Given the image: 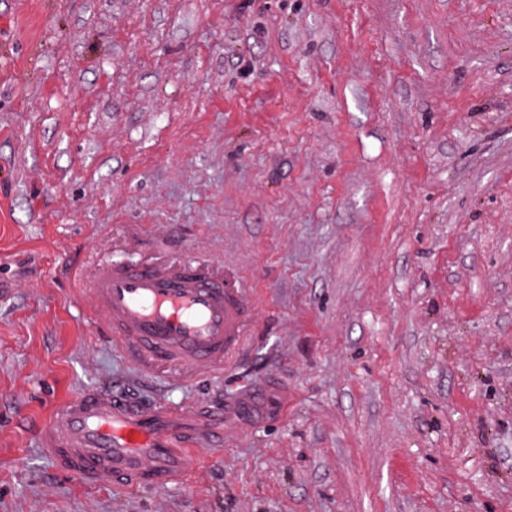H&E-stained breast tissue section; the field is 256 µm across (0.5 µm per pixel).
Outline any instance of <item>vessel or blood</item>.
<instances>
[{
    "label": "vessel or blood",
    "instance_id": "1",
    "mask_svg": "<svg viewBox=\"0 0 512 512\" xmlns=\"http://www.w3.org/2000/svg\"><path fill=\"white\" fill-rule=\"evenodd\" d=\"M70 278L72 296L88 303L101 336L142 373L167 365L190 380L220 375L248 344L252 289L206 260L113 258L88 276L72 266ZM267 402L265 392L250 391L185 408L88 389L64 404L40 443L82 485L161 490L184 482L197 454L222 453L228 422Z\"/></svg>",
    "mask_w": 512,
    "mask_h": 512
}]
</instances>
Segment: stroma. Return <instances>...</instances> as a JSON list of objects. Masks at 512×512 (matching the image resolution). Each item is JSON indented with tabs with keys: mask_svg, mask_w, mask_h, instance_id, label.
Here are the masks:
<instances>
[{
	"mask_svg": "<svg viewBox=\"0 0 512 512\" xmlns=\"http://www.w3.org/2000/svg\"><path fill=\"white\" fill-rule=\"evenodd\" d=\"M249 283L217 377H141L70 264ZM275 400L185 485L86 488L76 392ZM0 512H512V0H0Z\"/></svg>",
	"mask_w": 512,
	"mask_h": 512,
	"instance_id": "1",
	"label": "stroma"
}]
</instances>
